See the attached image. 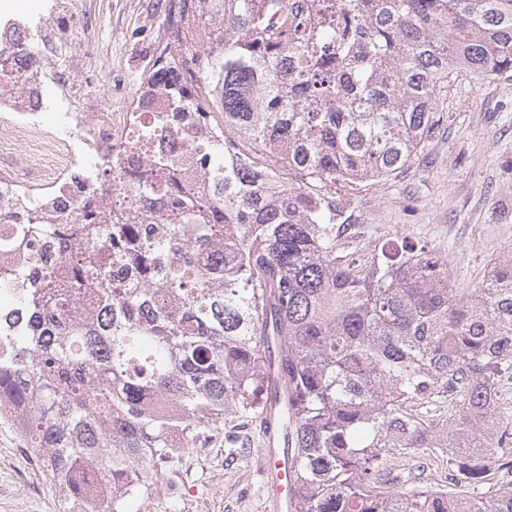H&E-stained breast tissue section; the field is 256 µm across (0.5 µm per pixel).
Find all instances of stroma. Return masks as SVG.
I'll return each instance as SVG.
<instances>
[{
	"label": "stroma",
	"mask_w": 512,
	"mask_h": 512,
	"mask_svg": "<svg viewBox=\"0 0 512 512\" xmlns=\"http://www.w3.org/2000/svg\"><path fill=\"white\" fill-rule=\"evenodd\" d=\"M93 21L91 62L74 76L113 107L130 106L148 69V44L163 16L157 0H80ZM438 109L445 119L397 176L360 189L340 185L336 202L351 216L345 252L366 263L384 243L409 242L438 255L454 287H481L491 264L512 252V81L478 83L459 75ZM223 436L179 448L164 465L161 491L128 512H266L258 469L257 422L229 420ZM29 489L0 496V512H49L58 487L33 461Z\"/></svg>",
	"instance_id": "obj_1"
}]
</instances>
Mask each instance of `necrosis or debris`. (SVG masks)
Instances as JSON below:
<instances>
[{"label":"necrosis or debris","instance_id":"4bbe7bcc","mask_svg":"<svg viewBox=\"0 0 512 512\" xmlns=\"http://www.w3.org/2000/svg\"><path fill=\"white\" fill-rule=\"evenodd\" d=\"M77 14V0H55L48 16L36 29L22 24L0 27V79L18 85L17 98L0 99V223L14 224L20 217L22 198L40 196L51 203L55 218L76 217L83 207V191L76 186L78 171L111 163L113 152L122 149L121 136L129 114L103 108L93 90L73 94L67 82L58 81L57 133L45 132L42 113L48 98L42 76L61 72L71 62L70 24ZM55 142L68 145L60 154L63 173L46 180V170L32 154L19 155V141Z\"/></svg>","mask_w":512,"mask_h":512}]
</instances>
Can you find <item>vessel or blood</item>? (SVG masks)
<instances>
[{
  "label": "vessel or blood",
  "instance_id": "obj_1",
  "mask_svg": "<svg viewBox=\"0 0 512 512\" xmlns=\"http://www.w3.org/2000/svg\"><path fill=\"white\" fill-rule=\"evenodd\" d=\"M259 448L260 477L269 512H294L297 487L287 437L276 406H269L262 422Z\"/></svg>",
  "mask_w": 512,
  "mask_h": 512
}]
</instances>
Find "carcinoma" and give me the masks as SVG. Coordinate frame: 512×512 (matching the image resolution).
Instances as JSON below:
<instances>
[{
    "label": "carcinoma",
    "mask_w": 512,
    "mask_h": 512,
    "mask_svg": "<svg viewBox=\"0 0 512 512\" xmlns=\"http://www.w3.org/2000/svg\"><path fill=\"white\" fill-rule=\"evenodd\" d=\"M163 26L82 213L0 234V419L63 500L104 474L125 512L173 449L259 418L274 371L295 512H512V257L471 292L404 244L360 268L332 192L401 172L459 74L512 77V0H167ZM393 455L444 484L390 490Z\"/></svg>",
    "instance_id": "obj_1"
}]
</instances>
